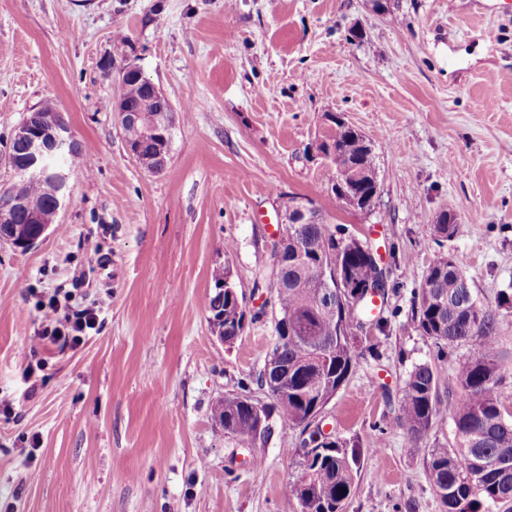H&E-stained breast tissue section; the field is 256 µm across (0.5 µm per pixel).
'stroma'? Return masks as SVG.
Returning a JSON list of instances; mask_svg holds the SVG:
<instances>
[{"label": "stroma", "mask_w": 512, "mask_h": 512, "mask_svg": "<svg viewBox=\"0 0 512 512\" xmlns=\"http://www.w3.org/2000/svg\"><path fill=\"white\" fill-rule=\"evenodd\" d=\"M129 35L135 61L171 101L167 166L128 152L105 70ZM47 102L82 151L59 225L33 248L0 242V512H298L283 487L299 429L237 447L213 417L228 392L257 398L275 342L269 291L280 204L315 201L370 240L387 276L384 329L359 333L357 363L323 412L361 453L346 512H443L401 424L398 391L430 365L449 404L442 349L411 326L438 252L500 314L512 351V6L504 0H0V147ZM340 114L378 154L367 211L330 194L316 138ZM452 214L454 236L433 230ZM233 251H225L226 243ZM110 263L112 276L99 273ZM231 269L252 318L230 346L214 334L215 277ZM48 288L82 308L110 304L75 349L42 347L35 304ZM44 364L24 378L25 354ZM263 460L254 475L253 456Z\"/></svg>", "instance_id": "1"}]
</instances>
